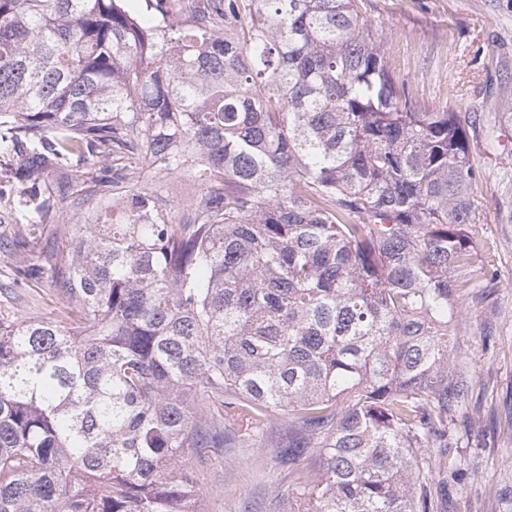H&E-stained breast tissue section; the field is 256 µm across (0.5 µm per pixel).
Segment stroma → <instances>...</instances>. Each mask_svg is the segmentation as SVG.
<instances>
[{"mask_svg":"<svg viewBox=\"0 0 512 512\" xmlns=\"http://www.w3.org/2000/svg\"><path fill=\"white\" fill-rule=\"evenodd\" d=\"M397 82L424 111L461 108L481 177L478 253L469 297L459 304L450 367L466 382L448 413V446L428 480L431 512H512V0H365ZM19 227L0 212L1 317H40L48 277L13 288L17 258L38 266L60 245L41 224L16 250ZM204 512H286L288 470L273 455L228 448L199 463Z\"/></svg>","mask_w":512,"mask_h":512,"instance_id":"1","label":"stroma"}]
</instances>
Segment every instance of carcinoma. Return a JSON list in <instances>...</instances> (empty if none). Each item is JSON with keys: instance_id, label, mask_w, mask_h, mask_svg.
I'll list each match as a JSON object with an SVG mask.
<instances>
[{"instance_id": "1", "label": "carcinoma", "mask_w": 512, "mask_h": 512, "mask_svg": "<svg viewBox=\"0 0 512 512\" xmlns=\"http://www.w3.org/2000/svg\"><path fill=\"white\" fill-rule=\"evenodd\" d=\"M0 0V209L61 306L0 318V512H202L189 448L288 463V512H429L475 252L467 121L363 0ZM188 176L167 205L138 163ZM68 174L73 200L38 187ZM59 224H40L30 232L26 239L23 251L25 264L31 267L39 265L44 250L51 246H62Z\"/></svg>"}]
</instances>
